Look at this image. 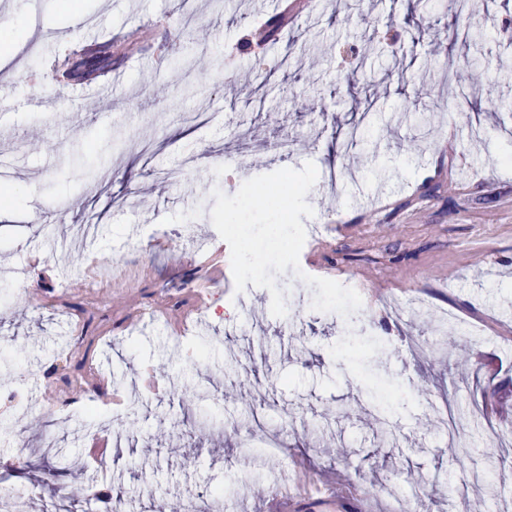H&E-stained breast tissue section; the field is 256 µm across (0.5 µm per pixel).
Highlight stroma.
I'll return each mask as SVG.
<instances>
[{
	"mask_svg": "<svg viewBox=\"0 0 512 512\" xmlns=\"http://www.w3.org/2000/svg\"><path fill=\"white\" fill-rule=\"evenodd\" d=\"M0 43V386L89 363L86 384L0 405V488L40 480L83 499L123 492L128 512L222 490L224 512H512V0H299L254 53L278 0H8ZM485 27L477 44L453 29ZM69 40L42 39L46 26ZM400 37L387 46V33ZM99 40L97 51L84 40ZM112 57L108 113L83 70ZM478 57L494 81L451 75ZM53 106L38 108L39 94ZM482 102L472 125L460 100ZM314 163L301 275L236 292L213 226V188ZM362 298L355 330L312 310L303 275ZM70 284L59 293L56 284ZM102 282L88 299V281ZM234 364V375L224 368ZM110 430L81 439L48 425L65 396L92 395ZM283 434L245 452L241 405ZM447 407L487 474L452 462ZM165 498L151 496L157 470ZM435 494L415 495L417 478Z\"/></svg>",
	"mask_w": 512,
	"mask_h": 512,
	"instance_id": "35a3bbf8",
	"label": "stroma"
}]
</instances>
